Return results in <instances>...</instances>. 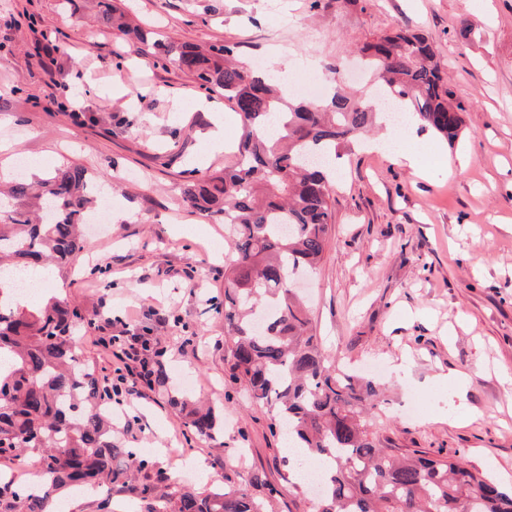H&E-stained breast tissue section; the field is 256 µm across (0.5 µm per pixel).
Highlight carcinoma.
<instances>
[{
	"label": "carcinoma",
	"instance_id": "obj_1",
	"mask_svg": "<svg viewBox=\"0 0 512 512\" xmlns=\"http://www.w3.org/2000/svg\"><path fill=\"white\" fill-rule=\"evenodd\" d=\"M99 6L100 19L136 53L176 63L236 115L240 136L224 171L187 182L181 194L224 222V300L214 304L224 316V374L285 431L288 471L323 460L312 512H512V490L460 458L419 449L397 457L377 446L366 412L380 384L350 374L323 349L291 288L298 272L316 273L334 226L328 163L311 156L337 154L380 113L342 88L336 67L327 66L336 78L324 100L291 101L274 75L236 60L233 44L161 38L109 0ZM360 52L379 95L448 143L459 138L466 108L425 35L401 30ZM98 199L87 170L65 163L48 177H17L0 188V296L14 273H64L88 246L85 224ZM92 325L65 299L32 311L0 299V461L32 452L41 463L40 483L29 490L0 475V512H52L60 493L77 486L105 493L102 512H112L114 487L144 512H265L228 475L221 489L182 488L112 440V383L96 376L78 344L77 329ZM188 426L210 441L217 420L193 410Z\"/></svg>",
	"mask_w": 512,
	"mask_h": 512
}]
</instances>
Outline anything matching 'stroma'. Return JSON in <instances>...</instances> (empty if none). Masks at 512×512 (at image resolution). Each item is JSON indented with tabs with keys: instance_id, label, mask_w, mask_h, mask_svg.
Masks as SVG:
<instances>
[{
	"instance_id": "1",
	"label": "stroma",
	"mask_w": 512,
	"mask_h": 512,
	"mask_svg": "<svg viewBox=\"0 0 512 512\" xmlns=\"http://www.w3.org/2000/svg\"><path fill=\"white\" fill-rule=\"evenodd\" d=\"M112 3L164 36L230 42L249 63L278 55L320 79L330 64L357 69L363 43L395 28L434 43L466 107L460 139L424 132L413 167L390 163L372 134L344 156L335 231L302 298L329 352L384 366L385 401L372 411L381 446L512 477V0ZM80 5L75 16L64 0H0V179L20 159L45 174L68 162L108 188L107 232L49 288L95 316L79 343L97 375L118 364L110 337L141 336L169 377L114 405L113 430L186 486L229 476L269 498V512H310L268 410L224 382V319L212 310L224 297V226L181 195L224 167V153H203L206 96L98 23L96 0ZM143 82L151 92L130 95ZM441 374L466 376L463 396L435 387ZM174 399L211 405L215 440L192 436Z\"/></svg>"
}]
</instances>
